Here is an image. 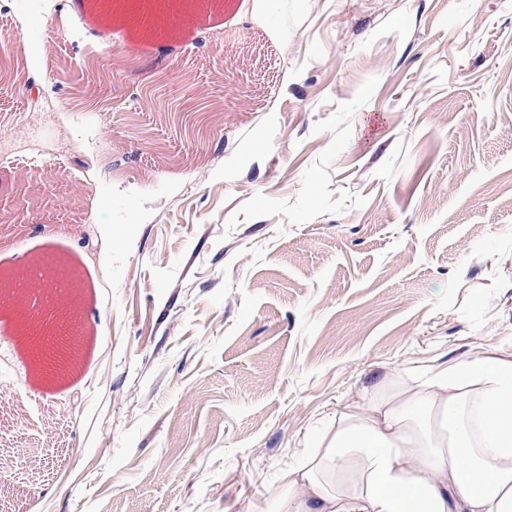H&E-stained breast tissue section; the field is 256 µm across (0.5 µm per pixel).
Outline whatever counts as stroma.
<instances>
[{
    "label": "stroma",
    "mask_w": 512,
    "mask_h": 512,
    "mask_svg": "<svg viewBox=\"0 0 512 512\" xmlns=\"http://www.w3.org/2000/svg\"><path fill=\"white\" fill-rule=\"evenodd\" d=\"M101 3L0 0V276L66 270L78 337L0 309V512H270L385 375L512 352V0ZM163 91L160 87L149 86L144 90V96L152 95L153 99L164 108L167 112H174L173 114L177 116L178 122H181V126L188 132L189 135L193 137H205L210 134V129L208 128L206 122V114L207 112H211L208 106V98L203 101L196 97L194 92V97H191L190 102H186L183 100L179 101L178 106H173L170 111H168L166 107V103L164 98H162L161 92Z\"/></svg>",
    "instance_id": "obj_1"
}]
</instances>
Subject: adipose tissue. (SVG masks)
I'll list each match as a JSON object with an SVG mask.
<instances>
[{
	"mask_svg": "<svg viewBox=\"0 0 512 512\" xmlns=\"http://www.w3.org/2000/svg\"><path fill=\"white\" fill-rule=\"evenodd\" d=\"M273 512H512V355L373 386L288 470Z\"/></svg>",
	"mask_w": 512,
	"mask_h": 512,
	"instance_id": "adipose-tissue-1",
	"label": "adipose tissue"
}]
</instances>
